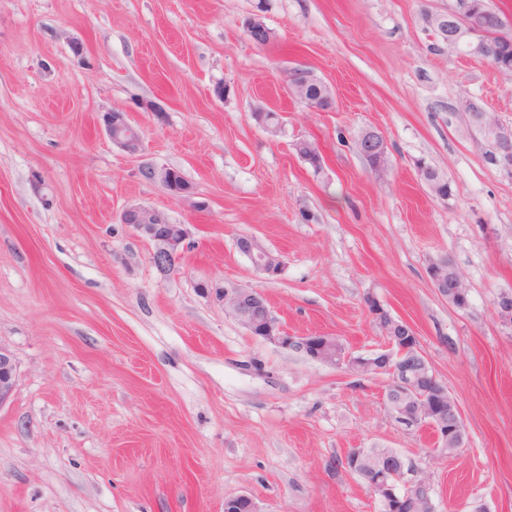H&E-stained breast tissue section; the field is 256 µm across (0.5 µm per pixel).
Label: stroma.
Listing matches in <instances>:
<instances>
[{"label":"stroma","mask_w":512,"mask_h":512,"mask_svg":"<svg viewBox=\"0 0 512 512\" xmlns=\"http://www.w3.org/2000/svg\"><path fill=\"white\" fill-rule=\"evenodd\" d=\"M450 0H0V343L18 384L0 406V512H379L352 448H390L432 488L433 512H512V167L470 123L477 100L512 130V76L437 47L422 16ZM273 34L257 46L245 22ZM83 57H74L72 43ZM312 70L335 106L289 97ZM223 87L216 97L215 87ZM280 113L270 136L251 117ZM128 112L143 150L99 119ZM380 133L384 170L360 155ZM316 141L314 173L294 149ZM175 167L192 201L143 180ZM428 166L452 193L434 195ZM200 208H193V201ZM144 204L188 225L178 271L120 224ZM279 254L276 278L239 252ZM445 256L455 308L427 267ZM258 288L291 334L381 349L365 304L415 330L465 425L453 453L400 424L387 379L356 377L249 336L201 281ZM303 73L304 79L299 74ZM284 84L287 93L290 97L302 102L307 103V106L312 109L317 108L312 105L311 99H317L320 94H329L330 98H333V93L330 88L320 79H318L313 72L307 69H300L290 67L285 70ZM316 86L318 90L313 87L310 91V98H308L310 87ZM358 149L363 157L379 155L380 159L373 167L374 170L378 171L386 166L387 160L383 159V157L388 158L385 150V140L379 133L373 130L363 132L358 140ZM237 247L241 253L249 257L255 269L267 277L274 274V269L277 266H279V271L277 272L278 276L284 269V262L281 257L266 249L258 239L252 235L238 238ZM448 270L450 272L449 283ZM428 274L434 288L441 297L446 299L448 296H451L452 298L467 297V291L461 281V278L455 268L448 263L447 257H440L436 260H432L428 266Z\"/></svg>","instance_id":"stroma-1"}]
</instances>
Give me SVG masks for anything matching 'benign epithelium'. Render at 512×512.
<instances>
[{"label": "benign epithelium", "mask_w": 512, "mask_h": 512, "mask_svg": "<svg viewBox=\"0 0 512 512\" xmlns=\"http://www.w3.org/2000/svg\"><path fill=\"white\" fill-rule=\"evenodd\" d=\"M475 9L472 0H453L448 11L430 13L426 25L437 40L448 49L461 51L466 47L472 53L480 52L476 42L479 33L471 30L450 28L452 17L461 18ZM250 40L257 46L266 45L272 37L271 30L260 19L251 18L246 26ZM284 84L290 97L312 106L308 98L310 87L315 86L322 94H332L330 88L313 72L307 69L290 67L285 70ZM467 112L479 130L491 136L505 159L512 158V133L508 134L488 120V112L476 101L468 103ZM105 130L113 145L129 156H137L143 148L139 130L131 123L128 113L112 111L103 115ZM362 156L379 155L380 160L374 170L383 169L387 161L385 140L377 132L367 130L358 140ZM123 224L131 226L137 233L150 241L152 265L164 277L177 272L178 262L186 248L190 230L186 224H173L165 212L144 204L127 206L120 216ZM237 247L248 256L260 273L269 276L274 269H284L281 257L266 249L256 237L242 236L237 239ZM428 274L438 294L446 298L467 297V291L455 268L448 258L440 257L430 262ZM202 288H211L218 301L224 303V311L237 319L247 332L264 341L271 342L285 350L304 354L313 361L333 366H343L355 375H382L388 378L386 406L401 423L417 429L430 430L434 439V450L444 452L448 444L462 442L464 423L458 408L448 394V389L440 383L431 371L427 358L417 342H401L396 335L400 331L407 336L416 332L403 320H387L389 312L373 296L365 299L373 320L386 338V346L379 352L355 355L337 346L336 337L315 333L303 336L291 335L280 324L265 295L256 288L231 284L222 285L215 281L200 283ZM499 320L512 325V295L503 294L495 302ZM17 362L13 352L0 343V406L9 400L17 386ZM369 450L352 448L336 462V470L354 474L366 481L367 487L381 504L384 512H399L401 500L397 487L405 483L411 471L404 456L389 450L379 456L368 470L356 468L349 458L357 463H366ZM415 495L410 501L409 512H424L432 509L429 484L420 479L414 482ZM224 512H260L254 499L246 494L237 495L224 501Z\"/></svg>", "instance_id": "obj_1"}]
</instances>
